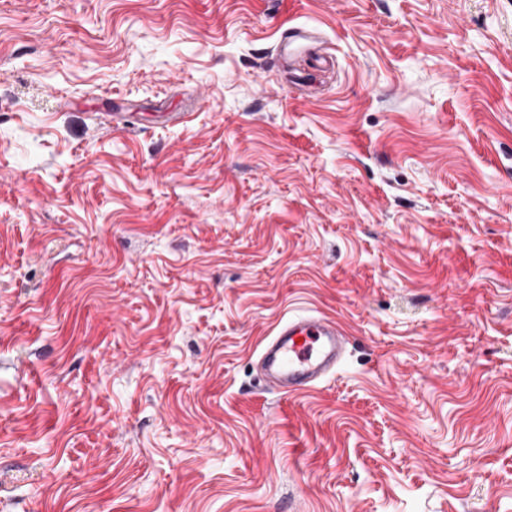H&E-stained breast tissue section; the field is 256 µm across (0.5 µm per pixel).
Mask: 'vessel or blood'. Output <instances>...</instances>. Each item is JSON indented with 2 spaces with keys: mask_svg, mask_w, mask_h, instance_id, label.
Instances as JSON below:
<instances>
[{
  "mask_svg": "<svg viewBox=\"0 0 512 512\" xmlns=\"http://www.w3.org/2000/svg\"><path fill=\"white\" fill-rule=\"evenodd\" d=\"M347 344L341 326L325 316L282 319L260 350L266 382L284 394L312 390L335 374Z\"/></svg>",
  "mask_w": 512,
  "mask_h": 512,
  "instance_id": "vessel-or-blood-1",
  "label": "vessel or blood"
}]
</instances>
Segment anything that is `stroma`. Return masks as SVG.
Here are the masks:
<instances>
[{
    "instance_id": "obj_1",
    "label": "stroma",
    "mask_w": 512,
    "mask_h": 512,
    "mask_svg": "<svg viewBox=\"0 0 512 512\" xmlns=\"http://www.w3.org/2000/svg\"><path fill=\"white\" fill-rule=\"evenodd\" d=\"M0 512H512V0H0ZM347 344L341 326L323 315L281 319L260 350L267 385L284 394L318 387L335 374Z\"/></svg>"
}]
</instances>
